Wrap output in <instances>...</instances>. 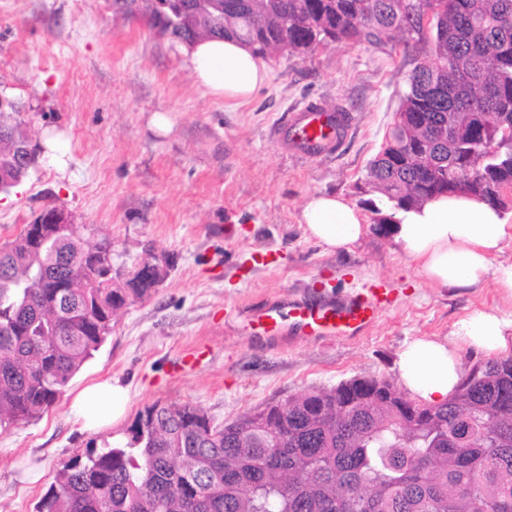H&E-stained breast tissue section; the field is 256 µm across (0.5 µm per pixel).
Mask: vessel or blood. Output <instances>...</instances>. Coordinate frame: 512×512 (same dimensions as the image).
I'll use <instances>...</instances> for the list:
<instances>
[{"mask_svg":"<svg viewBox=\"0 0 512 512\" xmlns=\"http://www.w3.org/2000/svg\"><path fill=\"white\" fill-rule=\"evenodd\" d=\"M350 121V114L311 102L292 110L275 133L286 148L322 158L338 147ZM391 296V288L379 281L343 296L299 300L286 308L271 304L256 310L249 324L254 336L266 339L278 337L285 329L304 340L354 337L373 324Z\"/></svg>","mask_w":512,"mask_h":512,"instance_id":"vessel-or-blood-1","label":"vessel or blood"}]
</instances>
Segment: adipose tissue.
Wrapping results in <instances>:
<instances>
[{
	"label": "adipose tissue",
	"mask_w": 512,
	"mask_h": 512,
	"mask_svg": "<svg viewBox=\"0 0 512 512\" xmlns=\"http://www.w3.org/2000/svg\"><path fill=\"white\" fill-rule=\"evenodd\" d=\"M188 66L199 86L232 107L246 103L269 80L268 66L235 39L196 42ZM395 218L390 233L428 281L457 288L489 282L512 298V261L498 259L504 246L512 244V224L487 203L467 195L438 196L420 208L397 211ZM300 222L306 234L331 251L353 245L370 230L359 210L327 195L311 196ZM465 348L489 357L512 353V317L495 309L477 310L458 323L452 342H411L398 363L403 386L425 402L445 401L460 380V352ZM126 400L125 388L108 379L82 389L70 413L94 428L117 419Z\"/></svg>",
	"instance_id": "adipose-tissue-1"
}]
</instances>
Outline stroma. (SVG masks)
Returning a JSON list of instances; mask_svg holds the SVG:
<instances>
[{"label": "stroma", "instance_id": "1", "mask_svg": "<svg viewBox=\"0 0 512 512\" xmlns=\"http://www.w3.org/2000/svg\"><path fill=\"white\" fill-rule=\"evenodd\" d=\"M269 83L226 106L198 88L180 43L113 14L107 0H0V96L19 99L37 162L0 193V244L42 210L61 207L77 235L112 242V270L127 276L149 252L171 270L151 298L117 313L112 332L43 416L0 430V512H35L61 462L125 444L137 413L155 402L190 404L215 423L272 401L358 376L397 381L407 343L446 337L468 314L512 315L493 284L428 283L394 239L366 234L330 252L303 233L312 195L356 190L394 122L412 57L398 39L336 43L309 55L268 57ZM327 100L352 115L337 151L287 152L275 128L292 108ZM166 114L158 132L154 114ZM384 280L393 303L355 337L276 342L252 336L251 314L317 293ZM202 348V361L182 364ZM111 377L129 389L124 418L82 429L70 404ZM43 471L35 483L25 471Z\"/></svg>", "mask_w": 512, "mask_h": 512}]
</instances>
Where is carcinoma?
Returning <instances> with one entry per match:
<instances>
[{
	"label": "carcinoma",
	"instance_id": "1",
	"mask_svg": "<svg viewBox=\"0 0 512 512\" xmlns=\"http://www.w3.org/2000/svg\"><path fill=\"white\" fill-rule=\"evenodd\" d=\"M193 26L153 0H111L173 41L234 38L254 54L375 46L396 33L415 65L360 192L393 209L468 194L512 204V0H223ZM17 102L0 107V190L28 177ZM428 147H422L423 143ZM72 232L0 247V428L42 416L112 332L149 298L116 282ZM377 377L288 397L270 416L215 423L155 402L123 446L60 464L36 512H512V355L477 363L440 404Z\"/></svg>",
	"mask_w": 512,
	"mask_h": 512
}]
</instances>
